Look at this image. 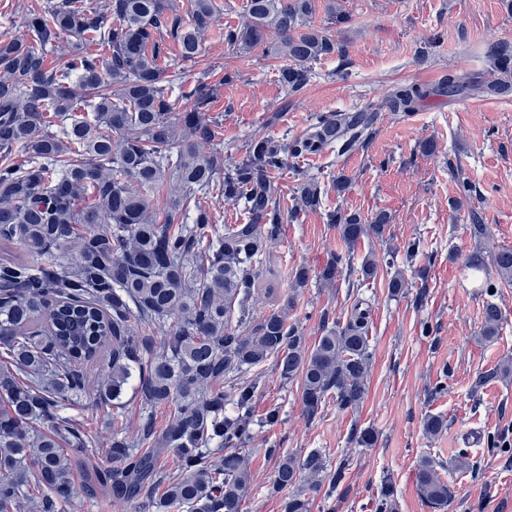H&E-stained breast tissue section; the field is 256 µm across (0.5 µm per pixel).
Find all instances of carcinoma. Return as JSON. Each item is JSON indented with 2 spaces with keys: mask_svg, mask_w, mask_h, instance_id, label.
Masks as SVG:
<instances>
[{
  "mask_svg": "<svg viewBox=\"0 0 512 512\" xmlns=\"http://www.w3.org/2000/svg\"><path fill=\"white\" fill-rule=\"evenodd\" d=\"M190 8L185 24L174 0H110L101 13L86 0H47L26 35L0 40V150L19 147L28 156L23 164L0 163V512H19L24 502L64 512L89 491L74 481L69 455L86 446L66 413L82 399L112 406L119 466L96 474L113 497L139 498L156 481L159 455L170 450L178 469L158 495L162 512H242L254 427L280 418L273 408L254 420L258 378L248 370L274 358L281 379L300 381L310 419L330 401L348 410L364 398L371 352L361 303L309 348L288 324L292 298L265 312L255 302L271 292L264 262L283 224L271 174L290 157L361 145L373 117L321 114L289 143L258 134L231 163L221 150L202 151L216 138L208 115L216 85L205 74L173 100L182 71L157 64L164 30L173 34L179 63L200 57L217 13L213 0H190ZM312 12L313 0H247V21L225 30L224 43L240 51L271 41L285 60L279 81L297 94L313 63L342 51L331 36L306 28ZM66 31L84 34L85 43L46 68L37 46ZM443 85L450 96L505 90L512 57H496L489 80L450 74ZM430 94L411 84L395 97L411 110ZM80 101L92 117L75 111ZM165 187L170 207L159 214L151 201ZM209 195L242 203L248 223L214 224L200 204ZM320 196L318 182L303 184L294 213L317 208ZM189 208L193 222L176 223ZM328 220L346 245L320 271L331 285L351 268L361 239L384 234L389 216L363 224L337 210ZM69 250L75 260L64 266L58 254ZM490 262L498 280L512 284V247L498 248ZM502 323L499 305L486 302L482 336L494 338ZM104 350L108 359L91 391L86 366ZM229 374L236 378L226 394ZM130 384L144 412L137 444L125 437L121 411ZM229 399L231 414L224 411ZM159 407L170 416L157 434L149 415ZM347 471L345 460L328 468L318 451L282 455L273 487L327 482L334 491ZM417 487L433 508L448 502V483L429 459L421 461Z\"/></svg>",
  "mask_w": 512,
  "mask_h": 512,
  "instance_id": "obj_1",
  "label": "carcinoma"
}]
</instances>
